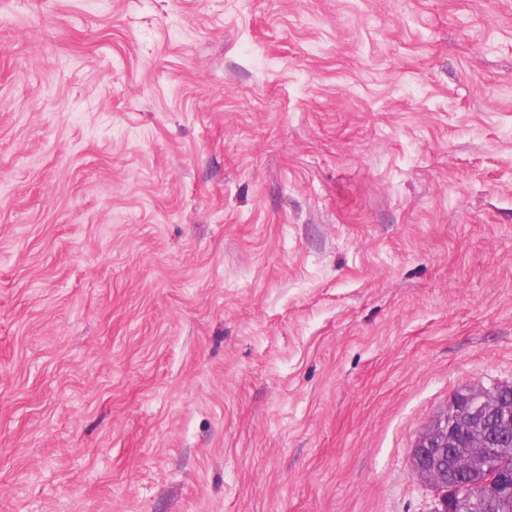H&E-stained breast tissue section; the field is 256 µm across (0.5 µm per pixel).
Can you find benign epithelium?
<instances>
[{"label": "benign epithelium", "mask_w": 512, "mask_h": 512, "mask_svg": "<svg viewBox=\"0 0 512 512\" xmlns=\"http://www.w3.org/2000/svg\"><path fill=\"white\" fill-rule=\"evenodd\" d=\"M512 455V399L478 389L456 391L448 411L419 436L410 466L432 487L444 491L436 512H463L478 485L466 475L485 470L489 479L512 484L501 460Z\"/></svg>", "instance_id": "benign-epithelium-1"}]
</instances>
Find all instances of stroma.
<instances>
[{
	"instance_id": "stroma-1",
	"label": "stroma",
	"mask_w": 512,
	"mask_h": 512,
	"mask_svg": "<svg viewBox=\"0 0 512 512\" xmlns=\"http://www.w3.org/2000/svg\"><path fill=\"white\" fill-rule=\"evenodd\" d=\"M512 386V0H0V512H436ZM498 392L499 388L488 395L471 388L456 391L450 399L448 411L428 426L416 441L410 455L411 468L429 485L444 491L440 500L441 508L436 512L464 511V504L468 500H473L475 495H482L479 498L482 499L484 493L499 496L506 493L501 511L496 512H512L511 492L487 484L484 493L477 494L479 485L471 482L488 481L475 471L486 470L489 479H496L500 472V483L512 484V470L505 469L500 462L512 455V398L500 400L495 397ZM491 425L504 440L510 441L508 447L486 446ZM448 448H458L459 454L448 456ZM473 448H487V451L473 455ZM451 471L456 472L459 483L448 482ZM473 472L470 480L462 478Z\"/></svg>"
}]
</instances>
